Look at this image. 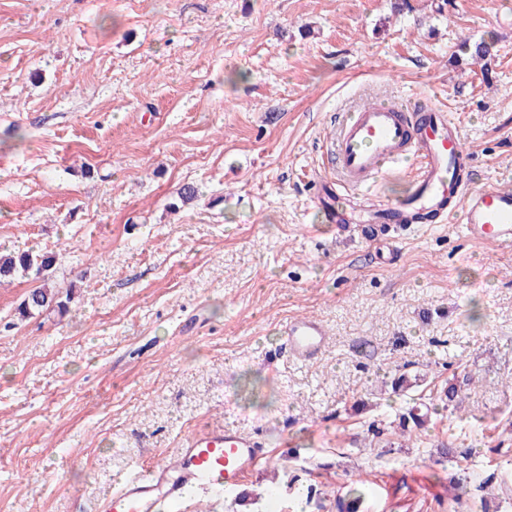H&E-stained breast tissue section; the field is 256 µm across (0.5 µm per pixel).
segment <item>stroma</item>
Instances as JSON below:
<instances>
[{
  "label": "stroma",
  "instance_id": "1",
  "mask_svg": "<svg viewBox=\"0 0 512 512\" xmlns=\"http://www.w3.org/2000/svg\"><path fill=\"white\" fill-rule=\"evenodd\" d=\"M392 2L0 0V249L79 286L23 321L35 281L0 286V512H93L210 425L271 456L192 512H295L310 485L304 512H343L358 482L360 512H512V243L455 220L369 241L317 199L373 100L438 103L472 180L512 185V0ZM302 315L328 334L307 362L280 333ZM399 372L426 379L399 398ZM447 447L479 476L457 505Z\"/></svg>",
  "mask_w": 512,
  "mask_h": 512
}]
</instances>
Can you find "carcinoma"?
I'll list each match as a JSON object with an SVG mask.
<instances>
[{"label":"carcinoma","instance_id":"carcinoma-1","mask_svg":"<svg viewBox=\"0 0 512 512\" xmlns=\"http://www.w3.org/2000/svg\"><path fill=\"white\" fill-rule=\"evenodd\" d=\"M57 257L53 253H33L29 251L0 254V281L17 274L30 275L41 282L31 289L16 308L18 319L24 320L44 311L64 312L74 299V289L70 288L62 294L53 286ZM473 377L466 375L462 381L448 384L445 391L448 405L458 408L463 388L469 385ZM423 376L410 375L406 372L396 374L392 378L391 388L398 395H406L409 391L422 385Z\"/></svg>","mask_w":512,"mask_h":512}]
</instances>
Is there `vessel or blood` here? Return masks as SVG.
I'll use <instances>...</instances> for the list:
<instances>
[{
	"label": "vessel or blood",
	"mask_w": 512,
	"mask_h": 512,
	"mask_svg": "<svg viewBox=\"0 0 512 512\" xmlns=\"http://www.w3.org/2000/svg\"><path fill=\"white\" fill-rule=\"evenodd\" d=\"M331 144L340 192L366 189L405 159L416 161L408 199H375L360 213L340 206L334 223L360 225L372 237L384 224H443L457 218L470 240L512 242V189L490 178L470 184L461 127L443 109L401 101L363 104L338 123ZM282 334L299 360L313 359L326 345V329L316 319H291ZM263 461L256 438L232 427H205L187 436L172 463L140 467L102 493L96 512H156L163 501L174 512H186L196 493H225Z\"/></svg>",
	"instance_id": "b4317fda"
}]
</instances>
